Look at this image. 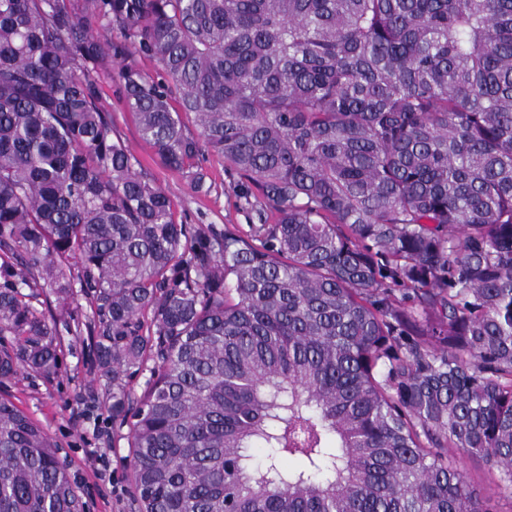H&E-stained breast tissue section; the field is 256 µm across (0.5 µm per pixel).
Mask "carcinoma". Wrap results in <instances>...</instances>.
Masks as SVG:
<instances>
[{
    "mask_svg": "<svg viewBox=\"0 0 512 512\" xmlns=\"http://www.w3.org/2000/svg\"><path fill=\"white\" fill-rule=\"evenodd\" d=\"M116 58L141 137L224 157L249 231L135 172ZM36 288L89 300L139 512H492L448 449L512 492V0H0L1 380L59 369ZM0 512H84L6 398Z\"/></svg>",
    "mask_w": 512,
    "mask_h": 512,
    "instance_id": "1",
    "label": "carcinoma"
}]
</instances>
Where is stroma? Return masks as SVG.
I'll list each match as a JSON object with an SVG mask.
<instances>
[{
    "mask_svg": "<svg viewBox=\"0 0 512 512\" xmlns=\"http://www.w3.org/2000/svg\"><path fill=\"white\" fill-rule=\"evenodd\" d=\"M100 103L113 132L131 151L134 169L171 199L177 220L188 224H234L247 228L252 215L233 190L223 158L205 151L199 181L168 168L142 139L126 106L116 70L99 75ZM61 365L50 379L23 371L0 384L9 398L40 423L58 445V455L75 481L86 512H136L130 481L129 428L112 421L106 378L91 367L88 335L60 332ZM448 458L476 488L493 512H512V493L504 491L498 470L483 458L449 449Z\"/></svg>",
    "mask_w": 512,
    "mask_h": 512,
    "instance_id": "obj_1",
    "label": "stroma"
}]
</instances>
